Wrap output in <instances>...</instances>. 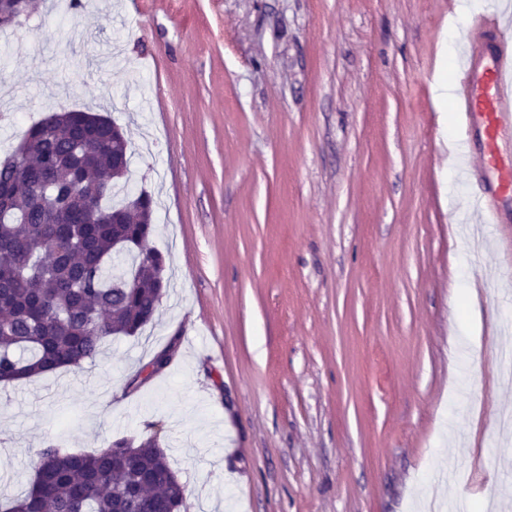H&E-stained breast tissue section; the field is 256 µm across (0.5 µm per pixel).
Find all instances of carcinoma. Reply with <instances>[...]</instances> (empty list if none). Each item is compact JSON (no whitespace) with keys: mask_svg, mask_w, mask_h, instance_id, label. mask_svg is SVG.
<instances>
[{"mask_svg":"<svg viewBox=\"0 0 512 512\" xmlns=\"http://www.w3.org/2000/svg\"><path fill=\"white\" fill-rule=\"evenodd\" d=\"M29 128L16 163L0 165V382L95 360L110 337L152 322L164 259L147 247L153 200L107 206L75 221L78 203L114 196L129 173L127 139L112 122L77 110ZM40 491L4 512H188L189 492L156 436L117 438L93 454L48 444Z\"/></svg>","mask_w":512,"mask_h":512,"instance_id":"obj_1","label":"carcinoma"}]
</instances>
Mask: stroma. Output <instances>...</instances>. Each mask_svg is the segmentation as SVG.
Here are the masks:
<instances>
[{"mask_svg": "<svg viewBox=\"0 0 512 512\" xmlns=\"http://www.w3.org/2000/svg\"><path fill=\"white\" fill-rule=\"evenodd\" d=\"M512 0H45L0 33V160L121 125L168 288L140 336L0 384V495L38 451L156 436L189 512H512V223L450 164L446 27ZM175 345L171 363L153 358ZM138 387H131V380Z\"/></svg>", "mask_w": 512, "mask_h": 512, "instance_id": "obj_1", "label": "stroma"}]
</instances>
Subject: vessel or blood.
Returning a JSON list of instances; mask_svg holds the SVG:
<instances>
[{
    "instance_id": "vessel-or-blood-1",
    "label": "vessel or blood",
    "mask_w": 512,
    "mask_h": 512,
    "mask_svg": "<svg viewBox=\"0 0 512 512\" xmlns=\"http://www.w3.org/2000/svg\"><path fill=\"white\" fill-rule=\"evenodd\" d=\"M453 110L457 145L470 158L469 176L479 178L475 197L483 223H506L512 208V34L498 15L480 14L467 27L463 61L456 73Z\"/></svg>"
}]
</instances>
